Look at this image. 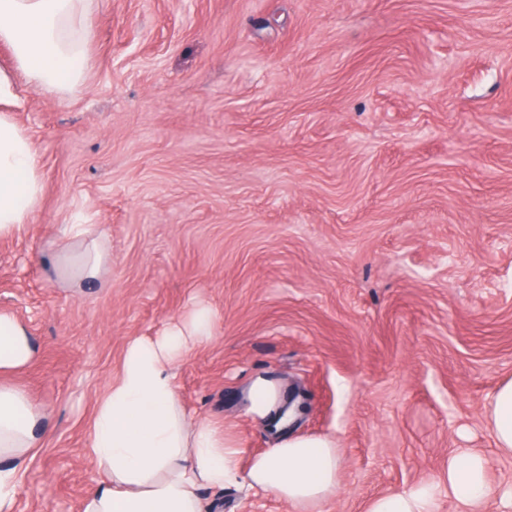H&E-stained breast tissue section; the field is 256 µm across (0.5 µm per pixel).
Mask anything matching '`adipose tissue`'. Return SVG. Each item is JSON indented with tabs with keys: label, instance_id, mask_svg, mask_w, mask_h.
I'll use <instances>...</instances> for the list:
<instances>
[{
	"label": "adipose tissue",
	"instance_id": "obj_1",
	"mask_svg": "<svg viewBox=\"0 0 512 512\" xmlns=\"http://www.w3.org/2000/svg\"><path fill=\"white\" fill-rule=\"evenodd\" d=\"M87 2L0 0V43L11 49L15 71L50 92L74 87L93 37ZM13 73L0 69V237L31 223L42 197L33 143L10 113L18 103ZM65 232L82 250L75 262L57 253L50 263L70 287L82 289L100 279L109 256L96 225L71 224ZM212 321V312L202 308L162 336L128 341L119 375L98 400L87 435L88 454L105 478L85 500L84 512H209L201 488L232 483L274 493L295 512H309L335 495L340 462L330 438H287L253 458L243 472L223 433L180 409L177 365L209 337ZM39 353L28 327L0 311V512H14L19 475L47 425L45 410L1 378ZM486 414L496 447L512 453V379L497 388ZM442 481L464 512H474L489 491L484 455L459 450L449 458ZM367 512H435V491L389 493L371 501Z\"/></svg>",
	"mask_w": 512,
	"mask_h": 512
}]
</instances>
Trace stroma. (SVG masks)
Returning <instances> with one entry per match:
<instances>
[{"instance_id":"1","label":"stroma","mask_w":512,"mask_h":512,"mask_svg":"<svg viewBox=\"0 0 512 512\" xmlns=\"http://www.w3.org/2000/svg\"><path fill=\"white\" fill-rule=\"evenodd\" d=\"M81 80L18 75L14 114L44 195L0 239V311L39 360L9 376L43 407L15 512H82L86 434L130 339L197 307L211 337L176 394L239 467L327 435L341 483L317 512L437 485L473 448L512 512L487 402L512 378V0H88ZM96 224L109 261L76 290L50 255ZM259 376L302 409L251 412ZM211 512H293L237 486Z\"/></svg>"}]
</instances>
